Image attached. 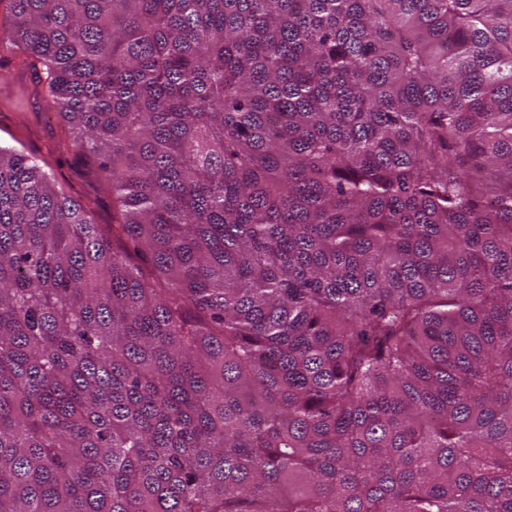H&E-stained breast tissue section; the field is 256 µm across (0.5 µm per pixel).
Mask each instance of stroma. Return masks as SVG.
<instances>
[{
    "mask_svg": "<svg viewBox=\"0 0 512 512\" xmlns=\"http://www.w3.org/2000/svg\"><path fill=\"white\" fill-rule=\"evenodd\" d=\"M16 57L11 49H0V66L10 70L8 82H0V145L33 157L59 189L90 210L96 223H111L110 194L75 153L56 151L65 126L52 101L39 91L33 72L14 68Z\"/></svg>",
    "mask_w": 512,
    "mask_h": 512,
    "instance_id": "1",
    "label": "stroma"
}]
</instances>
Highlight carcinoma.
I'll return each mask as SVG.
<instances>
[{
	"mask_svg": "<svg viewBox=\"0 0 512 512\" xmlns=\"http://www.w3.org/2000/svg\"><path fill=\"white\" fill-rule=\"evenodd\" d=\"M9 2L0 512H512V0ZM19 55L18 50L0 47L2 67L10 71L8 82H0L1 146L15 147L33 157L59 189L92 210L96 223H112V199L103 184L87 173L75 153L55 150L65 126L53 102L39 91L34 73L12 66Z\"/></svg>",
	"mask_w": 512,
	"mask_h": 512,
	"instance_id": "1",
	"label": "carcinoma"
}]
</instances>
